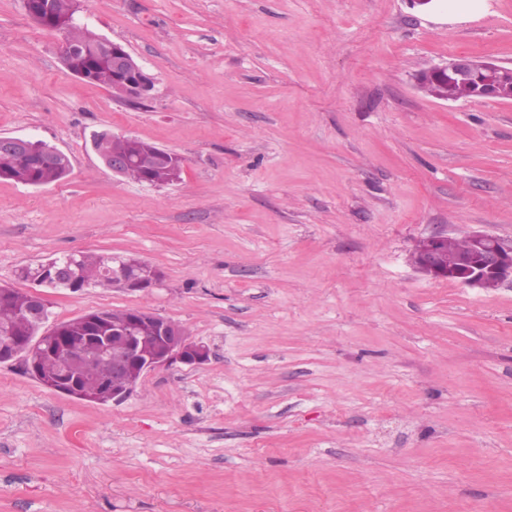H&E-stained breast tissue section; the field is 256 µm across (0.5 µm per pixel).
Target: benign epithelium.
I'll return each instance as SVG.
<instances>
[{"label": "benign epithelium", "instance_id": "7a95c632", "mask_svg": "<svg viewBox=\"0 0 512 512\" xmlns=\"http://www.w3.org/2000/svg\"><path fill=\"white\" fill-rule=\"evenodd\" d=\"M25 12L32 17L55 25L61 32L80 25V10L65 18L50 12L49 0H22ZM100 60L112 71V95L119 101L141 103L152 97L154 78L122 44L105 37L91 46L70 44L63 53V65L73 76L89 81L93 78L94 61ZM465 74L472 81V96L479 99L512 100V66L498 65L490 61L466 55L448 58L441 66L421 71L416 82L423 89L430 84L439 85L445 92L441 100L448 97V80L454 75ZM117 138L110 130H102L93 136L92 147L103 164L113 174L123 176L134 160L128 152L112 151L105 154L99 144ZM0 148L16 157L37 156L40 163L66 162L68 155L54 148L45 147L37 152L31 139L24 136L1 135ZM470 250L454 262H441L442 243L448 237L432 234L419 241L417 268L435 279L453 280L465 287L481 290L496 287L506 281L512 282V246L505 245L499 238L483 231H472L467 235ZM50 278L57 282L76 280L71 262L47 263ZM115 281L124 288L135 291L149 288L160 279L154 267L121 264L112 269ZM25 317L33 332L27 336H0V362L17 356L24 358L28 374L42 386L67 395L79 394L77 368L68 357L69 337L62 329L53 325L40 335L34 330L42 327L48 317V303L45 295L37 290L30 291V303ZM91 336L86 340L87 354L91 358H106L110 362L104 377L106 401L120 402L133 391L136 383L148 372L181 363L201 365L210 357L209 348L191 340L185 330L171 320L157 313L138 310L130 321L111 330L103 327L97 319L91 320ZM50 356L58 360L59 367L53 377L45 378L39 369L41 358Z\"/></svg>", "mask_w": 512, "mask_h": 512}]
</instances>
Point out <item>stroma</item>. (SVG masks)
Here are the masks:
<instances>
[{
  "mask_svg": "<svg viewBox=\"0 0 512 512\" xmlns=\"http://www.w3.org/2000/svg\"><path fill=\"white\" fill-rule=\"evenodd\" d=\"M154 76L117 101L0 0V135L69 173L0 179V284L70 252L156 267L148 291L48 290L51 323L141 309L210 349L122 402L0 363V512H512V284L428 277L417 242L512 243V101L416 75L512 66V0H82ZM182 160L112 174L102 130ZM468 75L472 81V96L479 99L512 100V66L498 65L490 61L476 59L466 55H456L448 58L441 66H433L421 71L416 82L420 89L430 84L431 90L439 92V87L444 89L442 95H434L441 100H457L448 97L455 95L458 99L470 97V81L466 77H458L452 83L448 80L454 75ZM24 136H12V135H1L0 136V148H2L7 154L16 157H23L35 155L34 143L36 147H42L46 145L43 141H34ZM2 150V152H3ZM135 139L132 151L138 158V161H135L133 166L127 171L126 177L141 183H144L149 178L160 182L166 181L168 175L165 170V164L153 162L159 153L158 150L161 148L138 138ZM145 160L152 162L153 166L151 168L146 167L144 164Z\"/></svg>",
  "mask_w": 512,
  "mask_h": 512,
  "instance_id": "35a3bbf8",
  "label": "stroma"
}]
</instances>
